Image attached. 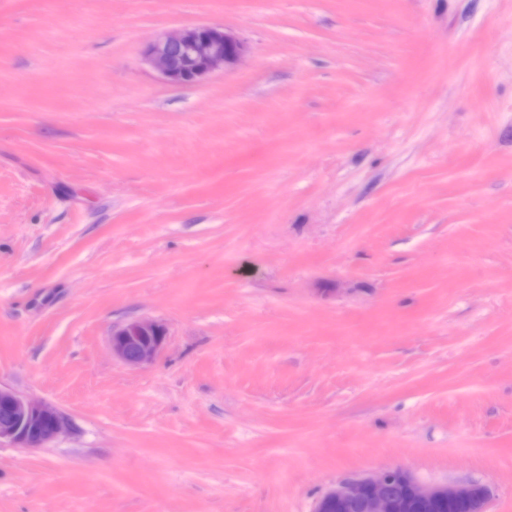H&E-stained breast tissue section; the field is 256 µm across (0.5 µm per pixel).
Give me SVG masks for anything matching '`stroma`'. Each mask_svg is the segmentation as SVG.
Instances as JSON below:
<instances>
[{"label":"stroma","mask_w":512,"mask_h":512,"mask_svg":"<svg viewBox=\"0 0 512 512\" xmlns=\"http://www.w3.org/2000/svg\"><path fill=\"white\" fill-rule=\"evenodd\" d=\"M196 24L248 51L169 84ZM0 386L68 420L0 512H512V0H0ZM246 52L245 43L225 28L194 25L155 37L143 46L142 56L164 81L195 85L234 66ZM166 340L167 332L162 325L149 320H131L112 331V357L128 367H145L157 358ZM488 497L482 485H424L402 469H387L338 483L314 512H485Z\"/></svg>","instance_id":"1"}]
</instances>
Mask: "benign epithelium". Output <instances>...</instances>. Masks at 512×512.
<instances>
[{"label": "benign epithelium", "instance_id": "7a95c632", "mask_svg": "<svg viewBox=\"0 0 512 512\" xmlns=\"http://www.w3.org/2000/svg\"><path fill=\"white\" fill-rule=\"evenodd\" d=\"M246 52L245 43L225 28L194 25L155 37L143 46L142 56L164 81L195 85L237 64ZM166 340L162 325L131 320L112 331V357L128 367H145ZM66 423L53 404L0 387V446L44 448ZM488 497L482 485H424L402 469H387L338 483L314 512H485Z\"/></svg>", "mask_w": 512, "mask_h": 512}]
</instances>
